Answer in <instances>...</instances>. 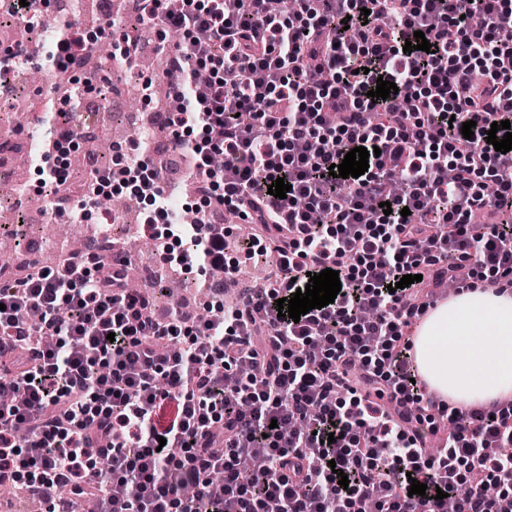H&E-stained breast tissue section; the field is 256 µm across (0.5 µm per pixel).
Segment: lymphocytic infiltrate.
Returning <instances> with one entry per match:
<instances>
[{
	"label": "lymphocytic infiltrate",
	"instance_id": "1",
	"mask_svg": "<svg viewBox=\"0 0 512 512\" xmlns=\"http://www.w3.org/2000/svg\"><path fill=\"white\" fill-rule=\"evenodd\" d=\"M179 40L176 103L161 116L201 201L181 221L147 149L117 175L152 207L161 266L223 270L203 287L220 316H146L125 288L65 256L0 280V479L35 496L82 487L98 512H512V395L472 409L420 380L410 331L435 284L469 264L512 293V152L487 142L512 121V0H140ZM423 32L432 50L405 52ZM396 83L373 97L378 80ZM474 121L464 138L463 122ZM364 175L333 177L356 147ZM284 179L286 198L270 195ZM391 214H384L383 203ZM258 225L248 256L275 280L231 306L217 207ZM338 271L333 303L300 319L276 302ZM407 274L419 282L399 288ZM176 345L160 353L155 343ZM259 365V378L241 368ZM445 413L438 453L425 432ZM262 453L259 471L241 461ZM348 486H340V474ZM425 495L410 494L412 481Z\"/></svg>",
	"mask_w": 512,
	"mask_h": 512
}]
</instances>
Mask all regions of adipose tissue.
Returning a JSON list of instances; mask_svg holds the SVG:
<instances>
[{
    "mask_svg": "<svg viewBox=\"0 0 512 512\" xmlns=\"http://www.w3.org/2000/svg\"><path fill=\"white\" fill-rule=\"evenodd\" d=\"M415 355L428 385L454 401L512 393V295L460 289L428 313Z\"/></svg>",
    "mask_w": 512,
    "mask_h": 512,
    "instance_id": "1",
    "label": "adipose tissue"
}]
</instances>
